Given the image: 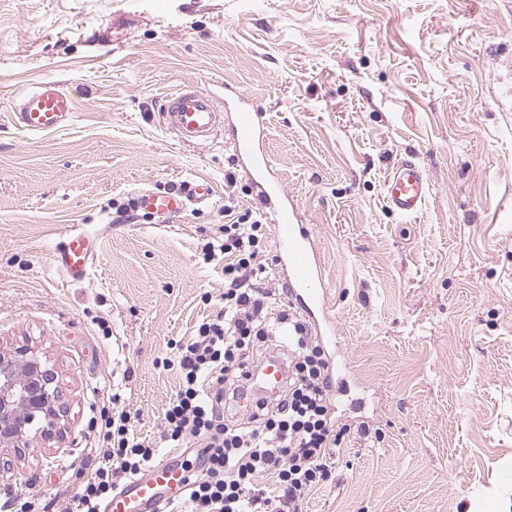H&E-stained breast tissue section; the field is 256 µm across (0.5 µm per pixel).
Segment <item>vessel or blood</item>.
Returning a JSON list of instances; mask_svg holds the SVG:
<instances>
[{
    "label": "vessel or blood",
    "mask_w": 512,
    "mask_h": 512,
    "mask_svg": "<svg viewBox=\"0 0 512 512\" xmlns=\"http://www.w3.org/2000/svg\"><path fill=\"white\" fill-rule=\"evenodd\" d=\"M74 111L75 103L69 93L55 83L43 82L20 96L10 118L25 130L47 132L65 126ZM160 111L164 126L184 144L206 143L219 126L228 125V146L269 208L267 218L298 312L318 342L335 344L336 319L327 292L321 287L320 259L301 222L294 195L284 188L264 152L262 112L239 88L229 84L225 85L224 98L220 101L196 86H182L166 96ZM428 191V177L415 160H401L391 169L386 183L387 201L391 211L400 217L408 219L419 215ZM213 197L214 188L208 180L192 179L176 190H139L134 205L149 215L169 221L182 214L189 204L206 205ZM92 258L88 233L75 227L54 251L52 263L69 280L75 281L85 277ZM287 382L288 372L282 359L266 357L260 367L252 371L246 392L237 399V414H251L257 405L281 393ZM187 480L188 475L181 468L159 462L144 476L132 479L118 490L105 512H163L165 492L183 488Z\"/></svg>",
    "instance_id": "obj_1"
}]
</instances>
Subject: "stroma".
Segmentation results:
<instances>
[{
    "label": "stroma",
    "instance_id": "stroma-1",
    "mask_svg": "<svg viewBox=\"0 0 512 512\" xmlns=\"http://www.w3.org/2000/svg\"><path fill=\"white\" fill-rule=\"evenodd\" d=\"M44 81L76 110L31 133L9 114ZM185 82L263 109L352 369L302 512H512V0H0V349L33 346L71 409L62 443L0 473V503L68 512L108 405L159 438L179 387L161 362L217 313L203 247L224 199L264 209L223 134L186 146L162 125ZM410 155L430 195L404 219L384 181ZM192 178L210 204L124 214ZM75 224L96 245L71 282L50 257Z\"/></svg>",
    "mask_w": 512,
    "mask_h": 512
}]
</instances>
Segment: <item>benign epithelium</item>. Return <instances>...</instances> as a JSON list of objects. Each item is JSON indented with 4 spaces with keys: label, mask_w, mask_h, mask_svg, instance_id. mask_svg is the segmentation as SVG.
<instances>
[{
    "label": "benign epithelium",
    "mask_w": 512,
    "mask_h": 512,
    "mask_svg": "<svg viewBox=\"0 0 512 512\" xmlns=\"http://www.w3.org/2000/svg\"><path fill=\"white\" fill-rule=\"evenodd\" d=\"M68 417L55 369L41 362L31 346L0 352V444L19 452L31 448L37 436L59 442Z\"/></svg>",
    "instance_id": "obj_1"
}]
</instances>
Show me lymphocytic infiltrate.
Here are the masks:
<instances>
[{"mask_svg":"<svg viewBox=\"0 0 512 512\" xmlns=\"http://www.w3.org/2000/svg\"><path fill=\"white\" fill-rule=\"evenodd\" d=\"M205 244V261L224 262V290L204 293L218 302L215 318L199 324L162 365L175 369L179 389L164 411L161 438L194 454L187 490L169 512H299L312 488L332 477L331 450L347 432L332 416L327 359L292 310L275 306L272 289L258 286L260 255L267 239L261 216L245 212ZM288 333V386L272 407L244 422L224 417V399L237 394L253 368L255 349L280 331ZM102 445L90 477L74 494L77 512H104L124 479L142 475L156 462L157 448L136 440L125 411L101 422ZM275 475L277 496L259 488L260 475Z\"/></svg>","mask_w":512,"mask_h":512,"instance_id":"obj_1","label":"lymphocytic infiltrate"}]
</instances>
